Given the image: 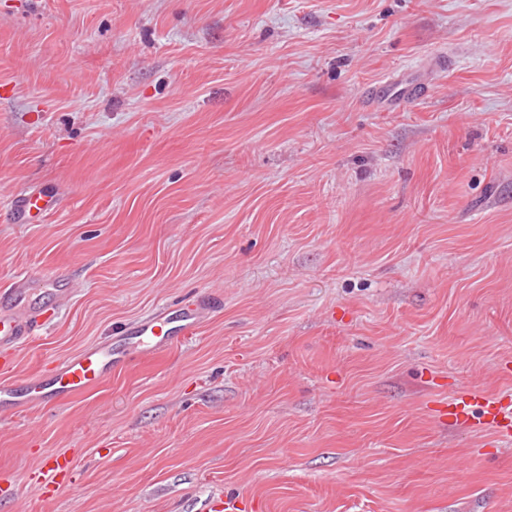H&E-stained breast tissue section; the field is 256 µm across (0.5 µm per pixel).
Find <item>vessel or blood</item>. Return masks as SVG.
<instances>
[{"mask_svg": "<svg viewBox=\"0 0 512 512\" xmlns=\"http://www.w3.org/2000/svg\"><path fill=\"white\" fill-rule=\"evenodd\" d=\"M425 94L420 82L397 85L387 80L372 86L367 97L392 109L403 102L422 98ZM57 206L55 195L45 191H28L16 197L11 215L14 223L27 224L50 214ZM42 300V294L28 288L26 279L0 286V347L13 346L33 336L38 321L31 311ZM220 305L218 297L206 296L189 306L164 308L154 316L121 327L117 336L109 341L63 359L52 374L2 382L0 413L29 410L86 392L97 386L106 374L125 365L132 352H153L179 342L182 336L195 329ZM446 408L450 422L484 430L500 441L512 442L511 396L470 388L450 397ZM73 469L71 456L59 454L52 457L49 472L56 488L71 487Z\"/></svg>", "mask_w": 512, "mask_h": 512, "instance_id": "obj_1", "label": "vessel or blood"}]
</instances>
